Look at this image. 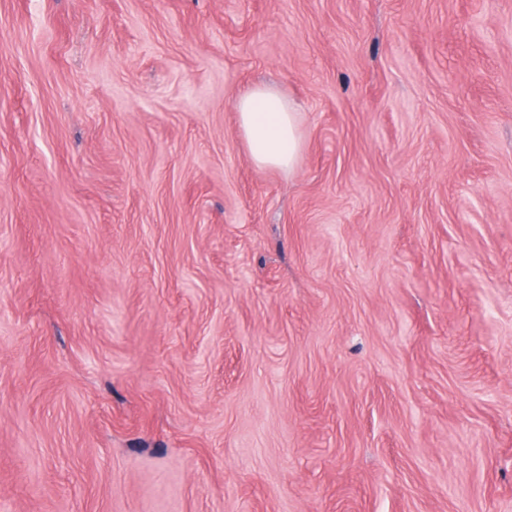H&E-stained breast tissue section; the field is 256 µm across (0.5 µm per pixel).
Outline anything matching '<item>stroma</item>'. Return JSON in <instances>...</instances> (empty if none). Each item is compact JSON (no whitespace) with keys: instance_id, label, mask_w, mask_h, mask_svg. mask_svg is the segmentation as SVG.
I'll list each match as a JSON object with an SVG mask.
<instances>
[{"instance_id":"obj_1","label":"stroma","mask_w":512,"mask_h":512,"mask_svg":"<svg viewBox=\"0 0 512 512\" xmlns=\"http://www.w3.org/2000/svg\"><path fill=\"white\" fill-rule=\"evenodd\" d=\"M0 512H512V0H0ZM233 108L252 161L260 168L292 173L303 150L299 108L273 85L250 88Z\"/></svg>"}]
</instances>
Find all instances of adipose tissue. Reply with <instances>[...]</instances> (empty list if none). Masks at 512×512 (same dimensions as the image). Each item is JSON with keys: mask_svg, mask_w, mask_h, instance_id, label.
<instances>
[{"mask_svg": "<svg viewBox=\"0 0 512 512\" xmlns=\"http://www.w3.org/2000/svg\"><path fill=\"white\" fill-rule=\"evenodd\" d=\"M233 108L252 161L261 168L293 172L303 150L299 108L273 85L250 88Z\"/></svg>", "mask_w": 512, "mask_h": 512, "instance_id": "ef3b65f1", "label": "adipose tissue"}]
</instances>
